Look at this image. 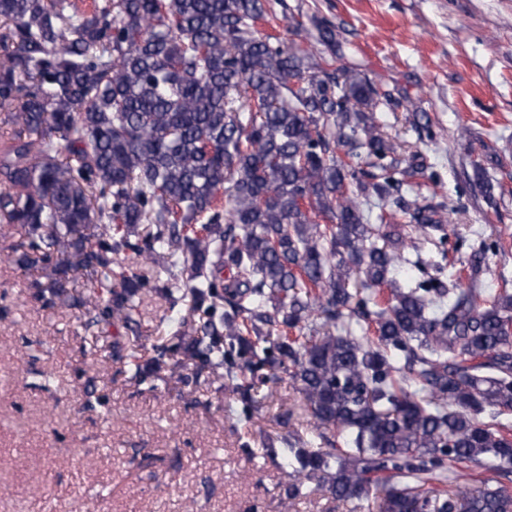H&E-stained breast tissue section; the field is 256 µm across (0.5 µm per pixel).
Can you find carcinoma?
<instances>
[{"label":"carcinoma","instance_id":"carcinoma-1","mask_svg":"<svg viewBox=\"0 0 512 512\" xmlns=\"http://www.w3.org/2000/svg\"><path fill=\"white\" fill-rule=\"evenodd\" d=\"M266 0H0V231L34 299L122 321L168 301L136 384L189 370L250 390L287 375L308 431L263 442L288 485L379 512H512V289L428 275L456 208L401 197L426 167L374 112L389 94L261 33ZM382 207L371 223L370 206ZM144 270L112 283L114 257ZM186 275L181 296L169 278ZM230 278H224V272ZM95 283L75 301L70 274ZM469 476L477 486L461 482Z\"/></svg>","mask_w":512,"mask_h":512}]
</instances>
